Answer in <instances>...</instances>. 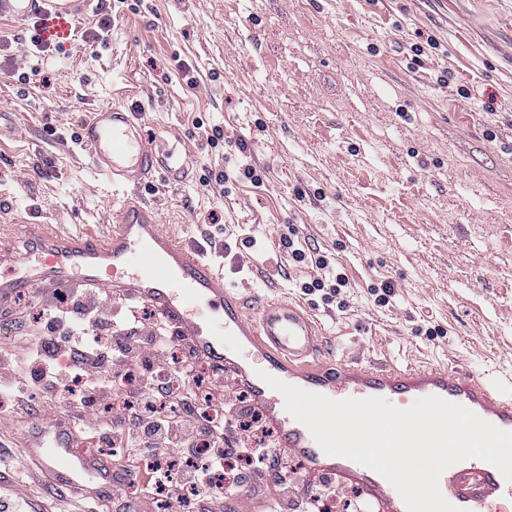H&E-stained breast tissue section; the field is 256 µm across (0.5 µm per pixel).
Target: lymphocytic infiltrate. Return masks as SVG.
<instances>
[{"label": "lymphocytic infiltrate", "mask_w": 512, "mask_h": 512, "mask_svg": "<svg viewBox=\"0 0 512 512\" xmlns=\"http://www.w3.org/2000/svg\"><path fill=\"white\" fill-rule=\"evenodd\" d=\"M39 333L15 337L12 349L0 350V395L9 404L0 415L25 429L18 410L30 398L44 400L65 395L66 417L82 435L106 444L128 442L133 450L159 455L168 449L193 451L208 442L212 454L225 458L245 448L264 450L261 463L242 475L252 497L266 496L277 488V512H317L324 498L334 497L344 512L354 500L343 486L323 481L318 493L301 492L302 477L279 448L274 430L251 403L246 390L228 385L214 401L224 407L234 437L206 424L195 403L177 392L198 362L193 349L182 345L179 359H171L167 346L172 328L163 317H138L133 311L107 304L94 288H55L43 291ZM70 357L59 367L58 351ZM138 493L102 492L103 502L116 512H157L154 478L140 480ZM179 485L195 496L196 512H223L224 491L212 488L205 468L181 470Z\"/></svg>", "instance_id": "1"}]
</instances>
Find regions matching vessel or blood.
Wrapping results in <instances>:
<instances>
[{
    "label": "vessel or blood",
    "instance_id": "vessel-or-blood-1",
    "mask_svg": "<svg viewBox=\"0 0 512 512\" xmlns=\"http://www.w3.org/2000/svg\"><path fill=\"white\" fill-rule=\"evenodd\" d=\"M1 11L20 19L39 17L44 42L60 43L71 34L72 0H0ZM144 126L142 112L128 103L97 108L78 121L92 165L113 184L138 185L157 175L172 185L189 182L188 159L162 150ZM22 230L34 243L25 256L13 257L0 246V265L8 267L0 275V314L17 297L45 288L90 287L109 299L146 301L199 356L223 367L230 382L249 389L255 406L275 425L280 447L298 457L311 478L357 486L372 512L407 510L384 477L350 459L325 454L308 429L286 412L282 395L259 378V371L333 400L380 397L406 408L435 395L512 430V395L450 366L388 369L347 362L335 371L303 366V359L319 347L318 320L280 302L247 312L221 269L179 243L138 196L123 198L112 232L103 240L82 234L48 238L38 224ZM64 420L59 414L36 423L34 435L24 439V453L72 495L86 499L113 487L111 466L87 453ZM439 487L462 512H490L504 496H512V482L476 458L445 470Z\"/></svg>",
    "mask_w": 512,
    "mask_h": 512
}]
</instances>
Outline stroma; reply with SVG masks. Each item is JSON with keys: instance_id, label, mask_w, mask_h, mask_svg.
Masks as SVG:
<instances>
[{"instance_id": "1", "label": "stroma", "mask_w": 512, "mask_h": 512, "mask_svg": "<svg viewBox=\"0 0 512 512\" xmlns=\"http://www.w3.org/2000/svg\"><path fill=\"white\" fill-rule=\"evenodd\" d=\"M35 34L0 13V240L16 256L28 220L108 231L122 193L70 135L138 101L148 135L178 130L193 177L137 195L190 247L223 245L227 280L254 256L249 306L304 305L318 361L456 365L512 392V0H103L67 42ZM288 237L348 288L303 294L313 271ZM23 437L0 423L19 491L51 497Z\"/></svg>"}]
</instances>
